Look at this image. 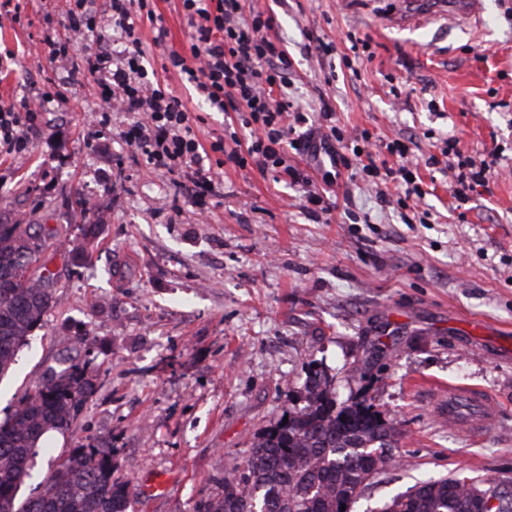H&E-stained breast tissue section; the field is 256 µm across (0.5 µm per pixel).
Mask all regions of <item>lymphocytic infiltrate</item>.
Wrapping results in <instances>:
<instances>
[{"label":"lymphocytic infiltrate","mask_w":512,"mask_h":512,"mask_svg":"<svg viewBox=\"0 0 512 512\" xmlns=\"http://www.w3.org/2000/svg\"><path fill=\"white\" fill-rule=\"evenodd\" d=\"M190 29L186 51H169L167 63L194 84L209 106L237 114L249 129L245 145L225 148L223 138L203 144L197 129L201 118L159 76H148L142 65L143 49L138 21L155 29L156 43H164L168 30L155 0H65L52 35L44 39L49 62L68 65L91 77L112 111L131 117L126 139L151 170H164L189 182L191 199L204 206L212 194L216 173L206 166L205 151L220 152L226 163L239 168L255 165L273 178H288L300 185L310 204L322 203L312 176L288 162L286 147L305 117L287 97H274L284 87L287 53L272 39V19L244 14L241 0H180ZM121 28L124 49H108L109 35L99 34L96 46H86L101 16ZM60 89L48 85L34 100H0V152L26 157L28 133L48 103L61 100ZM444 155L453 156L451 194L467 203L477 188H488L500 166V154L475 160L461 150L458 138L445 142Z\"/></svg>","instance_id":"lymphocytic-infiltrate-1"}]
</instances>
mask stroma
<instances>
[{
	"instance_id": "stroma-1",
	"label": "stroma",
	"mask_w": 512,
	"mask_h": 512,
	"mask_svg": "<svg viewBox=\"0 0 512 512\" xmlns=\"http://www.w3.org/2000/svg\"><path fill=\"white\" fill-rule=\"evenodd\" d=\"M169 36L143 24V61L161 70L189 34L179 0H156ZM57 0L0 10V95L48 104L27 158L0 153V212L56 229L44 259L56 277L44 316L13 374L0 382V419L88 336L96 391L72 426L77 443L112 449V477L130 483L134 512H190L221 493L224 475L301 395L308 362L334 378L337 400L362 396L394 421L393 459L354 512H378L428 476L512 479V173L455 205L429 157L454 136L476 159L512 158V0H483L480 19L445 16L440 0H245L271 17L291 62L289 100L320 123L328 101L346 135L405 144L419 165L417 204L380 202L352 150L330 214L312 215L299 186L255 166L224 167L199 209L175 177L146 172L105 111L92 79L30 53ZM367 39L353 55L347 33ZM203 118L204 142L229 115L212 111L168 72ZM86 209H79L76 198ZM100 244L75 260L82 227ZM487 390L501 404L484 435H458L435 415L434 383Z\"/></svg>"
}]
</instances>
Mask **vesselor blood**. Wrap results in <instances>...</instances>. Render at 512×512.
Returning a JSON list of instances; mask_svg holds the SVG:
<instances>
[{"label": "vessel or blood", "mask_w": 512, "mask_h": 512, "mask_svg": "<svg viewBox=\"0 0 512 512\" xmlns=\"http://www.w3.org/2000/svg\"><path fill=\"white\" fill-rule=\"evenodd\" d=\"M443 417L457 433L474 437L484 434L500 418L498 403L480 389L459 388L449 391L442 408Z\"/></svg>", "instance_id": "vessel-or-blood-1"}]
</instances>
